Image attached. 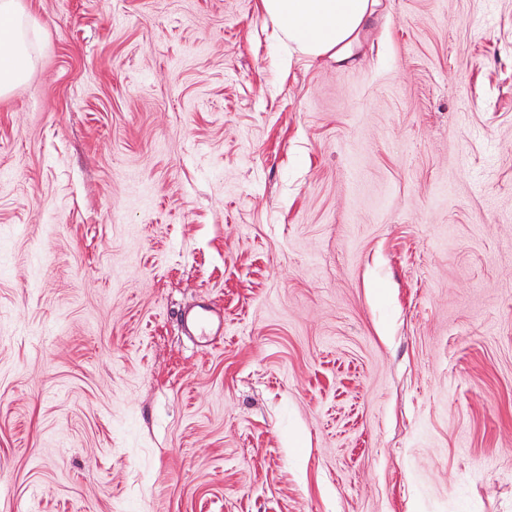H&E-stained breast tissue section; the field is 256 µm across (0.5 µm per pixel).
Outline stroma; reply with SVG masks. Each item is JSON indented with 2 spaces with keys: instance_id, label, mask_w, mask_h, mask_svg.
<instances>
[{
  "instance_id": "35a3bbf8",
  "label": "stroma",
  "mask_w": 512,
  "mask_h": 512,
  "mask_svg": "<svg viewBox=\"0 0 512 512\" xmlns=\"http://www.w3.org/2000/svg\"><path fill=\"white\" fill-rule=\"evenodd\" d=\"M22 3L0 512H512V0ZM379 0H261L288 52L344 59L359 42Z\"/></svg>"
}]
</instances>
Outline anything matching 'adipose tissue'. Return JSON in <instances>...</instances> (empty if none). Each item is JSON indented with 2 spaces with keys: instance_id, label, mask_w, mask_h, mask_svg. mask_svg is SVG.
<instances>
[{
  "instance_id": "obj_1",
  "label": "adipose tissue",
  "mask_w": 512,
  "mask_h": 512,
  "mask_svg": "<svg viewBox=\"0 0 512 512\" xmlns=\"http://www.w3.org/2000/svg\"><path fill=\"white\" fill-rule=\"evenodd\" d=\"M379 0H261L289 51L342 59L376 12ZM30 15L21 0H0V95L22 83L33 65Z\"/></svg>"
}]
</instances>
